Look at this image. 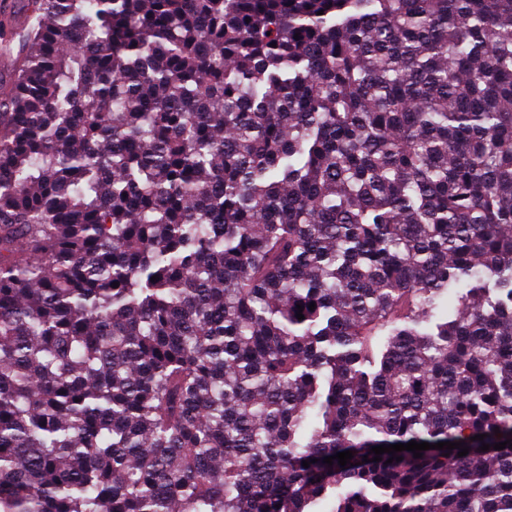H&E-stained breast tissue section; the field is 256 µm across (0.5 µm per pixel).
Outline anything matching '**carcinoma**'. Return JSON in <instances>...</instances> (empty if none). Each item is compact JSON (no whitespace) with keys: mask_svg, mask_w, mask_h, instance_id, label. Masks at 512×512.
<instances>
[{"mask_svg":"<svg viewBox=\"0 0 512 512\" xmlns=\"http://www.w3.org/2000/svg\"><path fill=\"white\" fill-rule=\"evenodd\" d=\"M27 2L0 512H512V0Z\"/></svg>","mask_w":512,"mask_h":512,"instance_id":"obj_1","label":"carcinoma"}]
</instances>
